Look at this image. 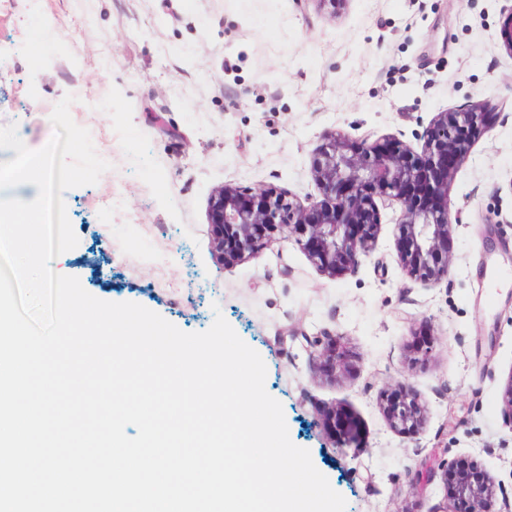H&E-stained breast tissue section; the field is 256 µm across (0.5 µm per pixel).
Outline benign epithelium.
I'll use <instances>...</instances> for the list:
<instances>
[{
  "mask_svg": "<svg viewBox=\"0 0 512 512\" xmlns=\"http://www.w3.org/2000/svg\"><path fill=\"white\" fill-rule=\"evenodd\" d=\"M493 113L475 104L437 113L423 135L421 150L383 138L373 142L329 131L310 157L309 173L320 193L302 201L272 184L254 188L224 184L208 200L211 252L223 266L238 265L276 241L298 247L321 272L341 278L373 250L378 233V199L394 201L396 251L402 271L427 285L448 278L454 259L448 185L473 143L484 134ZM318 369L329 377L349 370V350L332 338L310 342ZM383 410L399 430L414 432L422 407L408 385L398 382L383 392ZM454 493L472 504V512H493L488 483L476 484L453 467Z\"/></svg>",
  "mask_w": 512,
  "mask_h": 512,
  "instance_id": "benign-epithelium-1",
  "label": "benign epithelium"
}]
</instances>
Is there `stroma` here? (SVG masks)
I'll list each match as a JSON object with an SVG mask.
<instances>
[{
	"instance_id": "stroma-1",
	"label": "stroma",
	"mask_w": 512,
	"mask_h": 512,
	"mask_svg": "<svg viewBox=\"0 0 512 512\" xmlns=\"http://www.w3.org/2000/svg\"><path fill=\"white\" fill-rule=\"evenodd\" d=\"M0 0V127L44 147L50 116L81 89L72 120L110 167L63 194L77 246L55 272L96 298L134 302L180 330L223 315L263 358L265 389L291 441L346 500V512H443L447 465L486 470L496 512H512V56L500 25L512 0ZM479 103L495 119L448 187L462 211L439 285L402 271L398 203H378L375 249L335 279L273 243L232 267L210 251L212 190L273 184L319 192L310 155L328 129L420 148L437 112ZM429 349L414 361L418 334ZM347 343L348 374L313 369L308 343ZM407 380L424 418L392 426L385 388ZM333 406L357 423L343 442ZM437 476L413 482L423 464Z\"/></svg>"
}]
</instances>
